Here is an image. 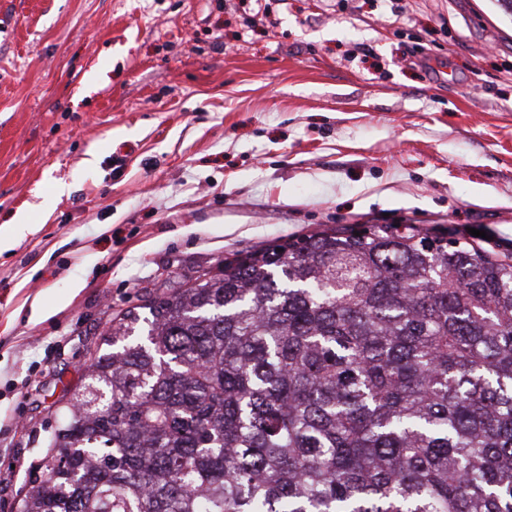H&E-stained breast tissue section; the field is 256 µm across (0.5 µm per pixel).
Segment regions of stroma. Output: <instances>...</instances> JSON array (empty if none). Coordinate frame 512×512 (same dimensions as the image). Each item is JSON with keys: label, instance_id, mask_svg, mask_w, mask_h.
I'll return each mask as SVG.
<instances>
[{"label": "stroma", "instance_id": "stroma-1", "mask_svg": "<svg viewBox=\"0 0 512 512\" xmlns=\"http://www.w3.org/2000/svg\"><path fill=\"white\" fill-rule=\"evenodd\" d=\"M0 0V512L121 312L331 226L512 255L496 0Z\"/></svg>", "mask_w": 512, "mask_h": 512}]
</instances>
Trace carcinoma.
<instances>
[{
  "label": "carcinoma",
  "instance_id": "cac0c4a2",
  "mask_svg": "<svg viewBox=\"0 0 512 512\" xmlns=\"http://www.w3.org/2000/svg\"><path fill=\"white\" fill-rule=\"evenodd\" d=\"M145 308L16 512H512V261L333 227Z\"/></svg>",
  "mask_w": 512,
  "mask_h": 512
}]
</instances>
